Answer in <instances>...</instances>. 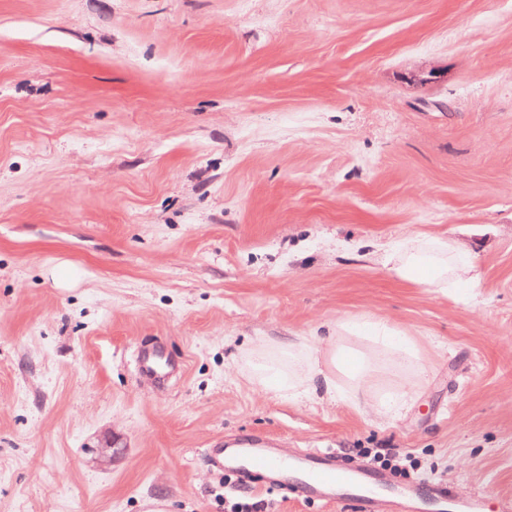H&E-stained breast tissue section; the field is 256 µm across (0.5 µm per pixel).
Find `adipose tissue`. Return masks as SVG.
Returning a JSON list of instances; mask_svg holds the SVG:
<instances>
[{
    "label": "adipose tissue",
    "mask_w": 512,
    "mask_h": 512,
    "mask_svg": "<svg viewBox=\"0 0 512 512\" xmlns=\"http://www.w3.org/2000/svg\"><path fill=\"white\" fill-rule=\"evenodd\" d=\"M388 276L445 296L479 293L477 259L447 236L411 233L381 248ZM244 376L260 390L292 400L346 403L380 424L403 418L420 396L427 370L417 342L387 318L345 316L324 333L257 339L243 353Z\"/></svg>",
    "instance_id": "ef3b65f1"
}]
</instances>
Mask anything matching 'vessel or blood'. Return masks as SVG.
<instances>
[{"label": "vessel or blood", "mask_w": 512, "mask_h": 512, "mask_svg": "<svg viewBox=\"0 0 512 512\" xmlns=\"http://www.w3.org/2000/svg\"><path fill=\"white\" fill-rule=\"evenodd\" d=\"M249 439L235 452L239 473L252 478L259 472L278 471L301 497L324 503H344L353 512H484L482 496L456 499L446 484H397L393 476L369 465H353L336 454L313 449L285 460L260 449Z\"/></svg>", "instance_id": "vessel-or-blood-1"}]
</instances>
